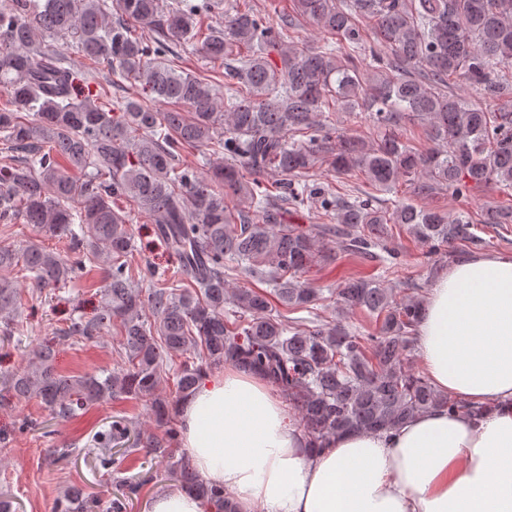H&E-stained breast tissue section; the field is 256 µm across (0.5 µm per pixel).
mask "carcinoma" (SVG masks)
<instances>
[{
	"label": "carcinoma",
	"mask_w": 512,
	"mask_h": 512,
	"mask_svg": "<svg viewBox=\"0 0 512 512\" xmlns=\"http://www.w3.org/2000/svg\"><path fill=\"white\" fill-rule=\"evenodd\" d=\"M294 17L272 24L227 0L224 25L205 23L213 0H0V219L29 224L40 235L88 238L112 260L105 302L96 319L71 321L66 336L91 339L119 326L125 368L104 376L56 372L54 350L42 347L21 372L0 379L19 396L33 395L61 419L106 399L154 394L169 360L178 392L189 395L207 370L226 364L262 375L298 412L313 448L339 434L389 431L417 413L480 409L437 391L412 372L410 360L422 302L397 299L380 278L354 277L336 289V307L366 312L370 331L341 321L307 322L316 289L298 274L337 247L360 255L379 249L397 259L394 228L427 246V265L448 247L478 241L476 224H512V206H489L481 218H453L435 208L311 188L303 178L326 164L337 178L356 172L375 190L399 184L413 196L466 197L481 184L512 189V0H292ZM303 21L327 34L321 43L293 41ZM66 49L107 68L108 86L138 83L144 97L108 95L102 104L64 66ZM186 46L224 64L227 95L185 72ZM455 80L475 99L447 91ZM338 112L361 115L381 130L369 147L336 128ZM419 119L430 146L401 138ZM229 160L204 174L180 163L187 147ZM79 172L71 176L60 161ZM274 171L267 188L245 174ZM125 198L157 224L179 258L172 281L134 280ZM319 198L324 223L304 229L281 223L288 205ZM249 199L253 212L233 202ZM92 262L66 260L39 243L0 248V268L17 267L39 288L71 281ZM245 271L270 285L280 306L250 288L229 289L226 272ZM18 291L0 281V315L16 309ZM232 312L224 311L225 305ZM165 437L131 436L112 423L108 444L133 440L172 458L179 430L168 404L154 402ZM180 487L236 512L224 487L205 481L189 458L168 466ZM71 491L57 512H90Z\"/></svg>",
	"instance_id": "1"
}]
</instances>
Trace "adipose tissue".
<instances>
[{
  "label": "adipose tissue",
  "instance_id": "adipose-tissue-1",
  "mask_svg": "<svg viewBox=\"0 0 512 512\" xmlns=\"http://www.w3.org/2000/svg\"><path fill=\"white\" fill-rule=\"evenodd\" d=\"M417 339L432 386L488 413L433 409L313 452L282 396L228 366L183 401L182 446L238 512H512V253L450 265Z\"/></svg>",
  "mask_w": 512,
  "mask_h": 512
}]
</instances>
